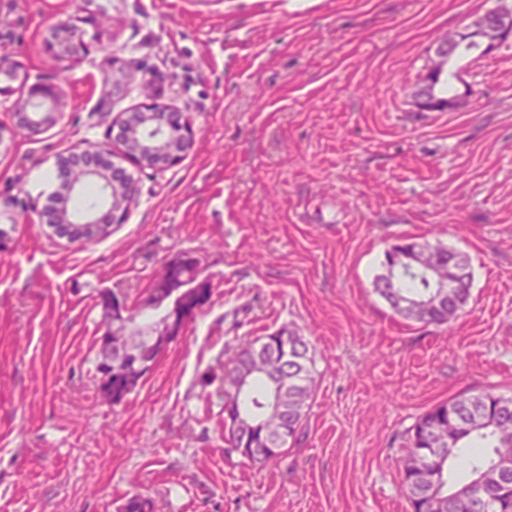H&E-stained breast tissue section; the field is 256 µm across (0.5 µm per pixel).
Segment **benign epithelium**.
Masks as SVG:
<instances>
[{
	"instance_id": "benign-epithelium-1",
	"label": "benign epithelium",
	"mask_w": 512,
	"mask_h": 512,
	"mask_svg": "<svg viewBox=\"0 0 512 512\" xmlns=\"http://www.w3.org/2000/svg\"><path fill=\"white\" fill-rule=\"evenodd\" d=\"M54 32L48 48L59 65L73 61L89 51L88 45L76 30L61 23ZM512 39V10H489L474 18L448 38L436 39L430 49L426 73L412 90L416 107L423 112H452L462 108L466 96L455 93L444 97L439 92V80L448 70L460 46L475 44L485 55ZM18 79V70L10 65H0V95L13 90L12 82ZM59 90L51 84H37L27 91L24 103L16 110V126L25 130H39L54 120V113L44 109L54 103ZM118 132L113 142L130 160L149 168H161L179 162L189 150L193 140L191 119L182 112H167L156 105H148L134 112L123 114L116 122ZM105 157L102 150H84L72 155L77 160L67 182L62 186L63 200L68 202L74 193L88 182L100 185L106 197V207L94 210L83 217L75 216L68 205L58 213L57 223L49 225L52 233L71 243L108 234L111 225L125 221L137 196V189L122 167L106 169L96 162ZM434 252L428 245L416 244L414 250L399 254L397 258L416 266ZM207 286L200 278L195 261L176 257L168 261L156 280V289L150 291L141 308L165 313L154 324L151 332L143 336L133 327L122 298L107 294L102 306L104 328L99 336V347L104 352L98 371L103 394L112 397V376L122 373L131 382L141 383L148 369L167 346L183 332L198 308L193 306L196 289Z\"/></svg>"
}]
</instances>
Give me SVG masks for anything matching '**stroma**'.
<instances>
[{
    "mask_svg": "<svg viewBox=\"0 0 512 512\" xmlns=\"http://www.w3.org/2000/svg\"><path fill=\"white\" fill-rule=\"evenodd\" d=\"M512 0H0V512H411L398 460L461 390L512 396V40L460 60L467 108L410 91L436 36ZM71 24L90 51L57 67ZM114 74L115 83L105 82ZM60 119L18 131L29 86ZM146 103L190 114L161 169L84 244L44 207L59 158L112 146ZM401 239L466 252L465 314L406 321L374 291ZM196 260L206 305L122 401L95 369L99 295L138 311L164 264ZM297 329L317 388L296 440L253 464L224 443L221 367L240 340Z\"/></svg>",
    "mask_w": 512,
    "mask_h": 512,
    "instance_id": "obj_1",
    "label": "stroma"
}]
</instances>
